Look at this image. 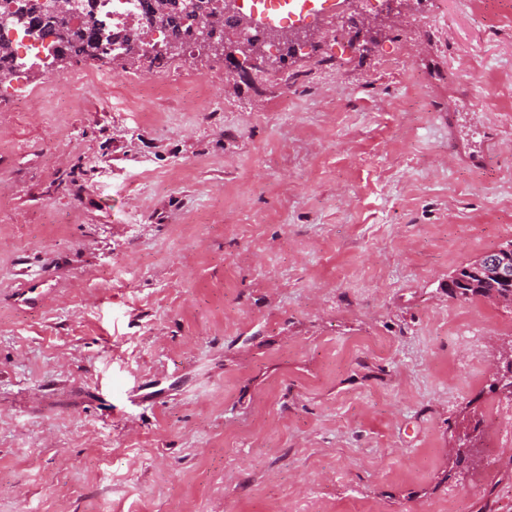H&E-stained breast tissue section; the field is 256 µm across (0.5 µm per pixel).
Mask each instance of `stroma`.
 <instances>
[{
	"label": "stroma",
	"mask_w": 512,
	"mask_h": 512,
	"mask_svg": "<svg viewBox=\"0 0 512 512\" xmlns=\"http://www.w3.org/2000/svg\"><path fill=\"white\" fill-rule=\"evenodd\" d=\"M408 12L310 14L284 105L206 55L0 86V512H512V309L448 295L512 242V0ZM502 358L499 359L491 369L492 380L499 391L507 392L512 389V371L501 368V361L508 359L512 362V345L499 351Z\"/></svg>",
	"instance_id": "obj_1"
}]
</instances>
